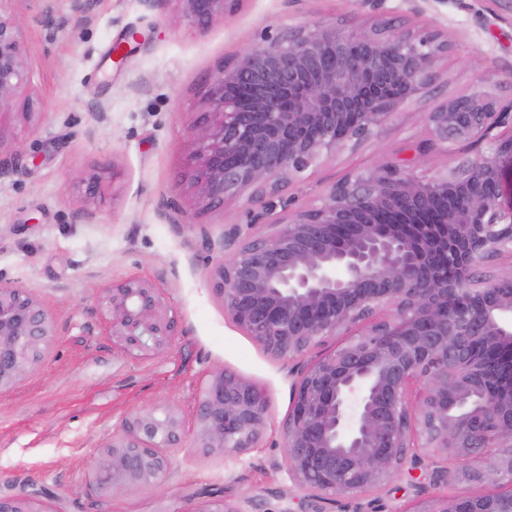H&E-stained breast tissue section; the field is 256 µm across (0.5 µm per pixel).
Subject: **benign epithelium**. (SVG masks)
I'll use <instances>...</instances> for the list:
<instances>
[{
    "label": "benign epithelium",
    "instance_id": "obj_1",
    "mask_svg": "<svg viewBox=\"0 0 512 512\" xmlns=\"http://www.w3.org/2000/svg\"><path fill=\"white\" fill-rule=\"evenodd\" d=\"M205 28L240 0H175ZM24 28L0 11V107L30 83ZM448 41L377 23H298L267 35L212 79L189 130L181 182L201 211L247 195L246 225L226 224L207 271L224 314L269 354L292 360L327 337L348 341L303 368L282 428L283 462L308 496L383 488L435 456L437 477L481 484L476 495L417 500L405 512H512V102L483 92L428 113L436 144H486L421 179L379 164L333 184L319 205L293 207V178L358 146L434 79ZM509 127L508 132L494 130ZM281 204L268 232L260 224ZM112 344L133 357L169 352L182 335L161 289L126 278L95 290ZM55 322L28 290L0 283V391L44 359ZM267 395L226 370L211 373L188 430L172 405L143 409L90 459L100 499L162 491L170 452L238 457L258 447ZM0 512H56L39 495H0ZM195 512H243L226 500Z\"/></svg>",
    "mask_w": 512,
    "mask_h": 512
}]
</instances>
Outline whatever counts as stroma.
<instances>
[{
	"label": "stroma",
	"instance_id": "obj_1",
	"mask_svg": "<svg viewBox=\"0 0 512 512\" xmlns=\"http://www.w3.org/2000/svg\"><path fill=\"white\" fill-rule=\"evenodd\" d=\"M26 31L25 92L0 115V153L21 152L0 172V282L32 291L53 315L56 334L39 368L0 393V493H45L56 512H194L225 499L244 512H319L280 469L282 425L297 368L345 343L326 339L292 361L268 354L237 328L211 289L212 255L201 235L220 240L244 222L246 201L183 224L170 202L188 207L178 174L188 132L213 76L267 33L302 21L371 25L360 0H242L204 28L188 22L175 0H6ZM395 26L437 30L451 48L420 97L366 143L348 148L295 178L299 205L319 203L350 173L393 160L428 179L451 163L442 149L413 161L412 146L429 138L427 115L444 99L483 90L512 100V22L496 18L488 0H399ZM131 47L122 64L110 49ZM33 113H25V98ZM100 187L87 193L85 181ZM137 277L162 288L182 334L168 353L136 359L112 344L94 291ZM228 369L261 388L271 418L260 447L234 460L195 450L171 452L163 493L142 489L109 501L86 480L89 460L112 430L139 410L177 406L191 416L208 375ZM428 475L395 474L374 495H340L328 512H407L419 495L466 492Z\"/></svg>",
	"mask_w": 512,
	"mask_h": 512
}]
</instances>
